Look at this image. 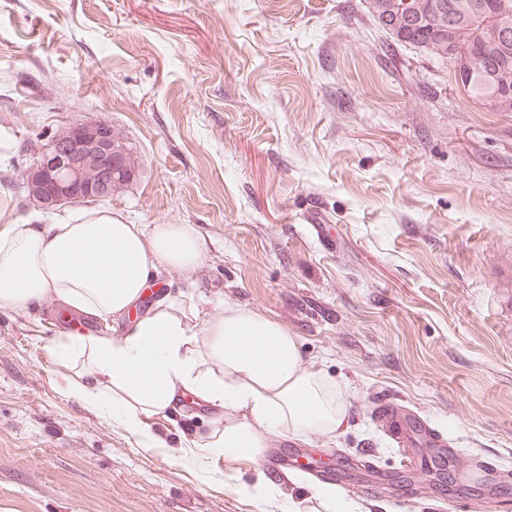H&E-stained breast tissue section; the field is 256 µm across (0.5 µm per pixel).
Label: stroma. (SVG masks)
I'll list each match as a JSON object with an SVG mask.
<instances>
[{"label": "stroma", "mask_w": 512, "mask_h": 512, "mask_svg": "<svg viewBox=\"0 0 512 512\" xmlns=\"http://www.w3.org/2000/svg\"><path fill=\"white\" fill-rule=\"evenodd\" d=\"M90 119L137 162L102 208L201 238L164 287L278 321L346 390V429L308 454L412 478L342 483L361 512H512V112L393 44L369 0H0L14 217L34 152ZM73 315L0 304V512H259L263 460L159 454L64 394L49 339L119 334ZM387 401L447 440L439 467Z\"/></svg>", "instance_id": "1"}]
</instances>
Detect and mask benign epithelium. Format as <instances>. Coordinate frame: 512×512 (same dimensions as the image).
<instances>
[{
	"label": "benign epithelium",
	"instance_id": "1",
	"mask_svg": "<svg viewBox=\"0 0 512 512\" xmlns=\"http://www.w3.org/2000/svg\"><path fill=\"white\" fill-rule=\"evenodd\" d=\"M428 0H372L375 16L389 25L419 24L431 10ZM483 16V26L491 29L488 50L509 48L512 43V14L484 13L475 0L457 8L448 23V40L423 44L428 52L448 53L458 68L469 72L480 68L482 59L467 50L471 41L470 18ZM487 108L512 111V91L503 88L492 96ZM133 176L132 159L112 124L104 120L68 125L52 139L24 173L29 201L43 210H56L92 201H103L124 187Z\"/></svg>",
	"mask_w": 512,
	"mask_h": 512
}]
</instances>
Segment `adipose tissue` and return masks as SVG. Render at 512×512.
Here are the masks:
<instances>
[{
	"label": "adipose tissue",
	"mask_w": 512,
	"mask_h": 512,
	"mask_svg": "<svg viewBox=\"0 0 512 512\" xmlns=\"http://www.w3.org/2000/svg\"><path fill=\"white\" fill-rule=\"evenodd\" d=\"M201 259L189 224H129L99 209L19 222L0 203L1 305L25 309L53 297L103 321L126 318L119 338L66 336L50 352L68 363L66 394L140 447L168 450L159 425L188 395L215 412L208 432L183 439V451L204 458L257 460L275 438L339 433L345 392L305 365L286 327L233 304L203 319L185 295L150 298L159 270L190 274Z\"/></svg>",
	"instance_id": "1"
}]
</instances>
